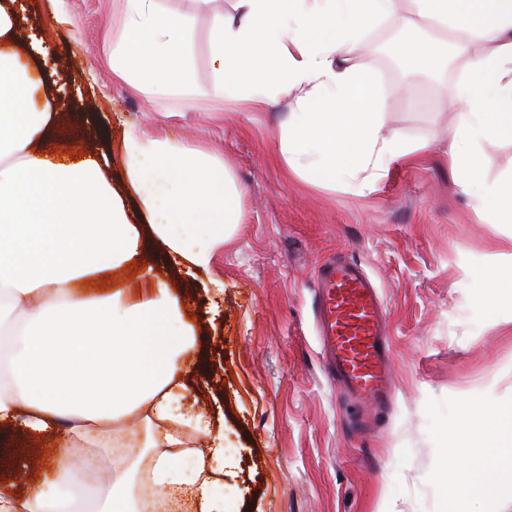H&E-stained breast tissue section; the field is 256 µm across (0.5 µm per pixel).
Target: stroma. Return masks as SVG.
<instances>
[{
  "label": "stroma",
  "mask_w": 512,
  "mask_h": 512,
  "mask_svg": "<svg viewBox=\"0 0 512 512\" xmlns=\"http://www.w3.org/2000/svg\"><path fill=\"white\" fill-rule=\"evenodd\" d=\"M19 40L36 56L51 112L49 147L107 155L106 174L136 212L119 157L124 132L189 142L221 160L242 192L243 222L191 278L154 260L181 297L197 334L190 380L196 411L223 418L235 459L225 468L227 512H448L449 482L479 436L474 412L512 404V223H486L457 187L445 149L457 123L456 57L439 75L386 71L373 43L423 20L368 27L350 58L378 84L385 130L430 144L392 163L372 189L359 178L313 185L281 161V129L296 93L267 89L259 110L221 99L212 85L210 18L235 0H158L192 18L193 88L148 94L112 70L123 26L114 0H22ZM361 261L388 311L393 400L368 433L354 432L348 399L319 354L313 296L318 267ZM223 282L222 295L208 280Z\"/></svg>",
  "instance_id": "stroma-1"
}]
</instances>
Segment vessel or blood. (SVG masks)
Returning a JSON list of instances; mask_svg holds the SVG:
<instances>
[{
    "mask_svg": "<svg viewBox=\"0 0 512 512\" xmlns=\"http://www.w3.org/2000/svg\"><path fill=\"white\" fill-rule=\"evenodd\" d=\"M316 285L314 312L330 376L366 413L384 411L395 383L388 323L376 289L361 263L348 257L325 261Z\"/></svg>",
    "mask_w": 512,
    "mask_h": 512,
    "instance_id": "obj_1",
    "label": "vessel or blood"
}]
</instances>
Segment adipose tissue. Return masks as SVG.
<instances>
[{
    "label": "adipose tissue",
    "mask_w": 512,
    "mask_h": 512,
    "mask_svg": "<svg viewBox=\"0 0 512 512\" xmlns=\"http://www.w3.org/2000/svg\"><path fill=\"white\" fill-rule=\"evenodd\" d=\"M112 67L144 91L166 95L192 83L189 16L157 0H124ZM415 16L462 44H474L454 89L461 104L448 148L454 182L485 219L512 223V180H481V147L512 140V0H409ZM399 0H236L235 19H212L216 92L231 102L265 104L268 84L298 91L280 154L314 184L369 173L427 152V144L386 136L385 106L372 77L350 62L364 29L398 20ZM17 16L0 5V337L9 339L0 370V423L31 434L58 431L73 456L49 476L9 491L0 512H73L97 452L112 458V486L90 512H143L147 500L184 491L185 512H224L214 477L228 462L224 429L187 406L185 355L195 327L180 296L152 269L145 286L85 294L88 279L143 262L148 246L187 276L206 270L217 245L243 220L241 193L223 162L190 145L131 131L122 142L128 181L146 225L88 154L57 160L41 147L49 114L34 101L33 69L16 42ZM411 70L442 72L448 46L417 33L398 46ZM482 442L450 483L451 512L473 497L493 499L486 470L512 473V406L495 418L473 415ZM201 437L187 452L175 427Z\"/></svg>",
    "instance_id": "obj_1"
}]
</instances>
